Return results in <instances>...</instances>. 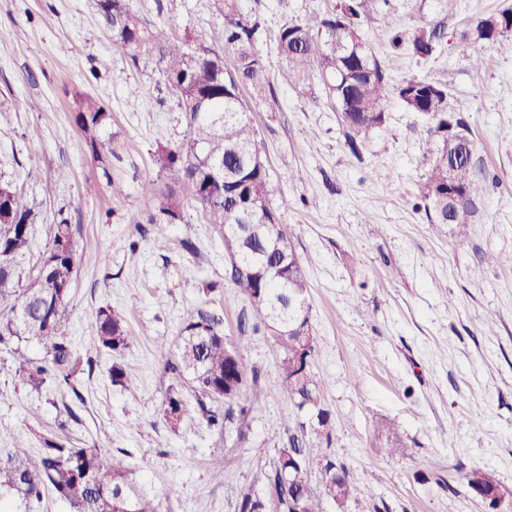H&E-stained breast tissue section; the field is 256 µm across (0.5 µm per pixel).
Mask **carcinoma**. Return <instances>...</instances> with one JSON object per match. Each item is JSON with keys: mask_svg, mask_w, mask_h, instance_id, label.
<instances>
[{"mask_svg": "<svg viewBox=\"0 0 512 512\" xmlns=\"http://www.w3.org/2000/svg\"><path fill=\"white\" fill-rule=\"evenodd\" d=\"M241 0H214L222 18L212 30L210 40L190 46L169 30L154 24L132 8L129 0H97L98 12L112 30L113 47L128 64L138 69L154 65L158 78L154 85L132 91L133 98L153 90L167 91L184 115L187 131L173 146L159 149L155 162L165 175L167 191L160 192L152 181L139 185L140 195L153 203L144 223L158 226L155 243L166 247L163 228L183 220L184 188L189 198L201 206L207 221L218 227L241 226L245 239L225 256L226 271L234 287L248 297L262 293L265 302L252 306L251 322L239 326L240 336H224L223 319L198 308L182 322L180 342L170 353L166 368L191 383L201 395L196 410L213 426H222L233 415L249 381H257L258 371L248 369L240 348L251 334L276 319L288 329L278 337L282 356L278 362L279 381L269 389L272 396L286 394L294 409L303 405L317 411V426L330 427V412L322 401V389L311 369L296 378L294 355L302 347L298 324L310 318L297 315L289 306L290 297L308 298L309 284L302 264L288 262L277 248L276 239L284 235L280 216L274 207L276 189L267 168L251 163L263 155V144L249 116L250 107L241 90L248 87L262 99L272 90L271 74L257 46L260 22L244 12ZM364 0H341L336 11L324 18L314 30L299 22H287L277 35V50L282 61L279 76L303 95L314 75H319L328 94L335 98L352 152L370 129L385 119L389 77L364 37ZM512 33V13L501 9L479 18L459 35L463 50L481 41H495ZM436 28H420L407 35L393 31L392 45L409 54L427 59L441 40ZM233 58L227 68L224 55ZM402 105L417 113L428 124V171L421 188V201L431 224H443L438 208L450 209L453 224H469L473 203L482 190V177L473 163L461 161L453 166L454 178L463 189L462 199L448 206V161L454 150L445 136L453 124L460 140L471 146L469 129L455 118L448 106V92L441 84L408 79L395 88ZM73 117L83 135V148L98 163L112 197L127 195L129 171L134 164L123 165V150L116 135H104L112 115L95 97L80 94L74 99ZM34 211L27 207L17 189L6 183L0 189V302L13 299L8 311H0V346L7 348L16 363L15 372L23 385L35 391L49 383L76 391V376L83 371V358L65 334L68 321L67 297L77 276L73 227L60 217L52 231L50 249L53 265L47 276L37 270L20 287L17 260L30 244V226ZM96 351L112 356L111 378L116 385L132 382L122 361L128 347L125 315L110 307H101L91 324ZM38 340L45 356L40 361L25 357L14 342ZM224 401L225 410L207 407L206 400ZM190 411L182 387H170L163 400V419L177 426ZM305 421H297L298 433L288 438V446L279 450L271 471L266 475L269 495L278 500L281 512H291L290 500L299 495L306 502L305 512H323L322 499L337 504L336 512H352V506L372 495L366 486L347 480L336 489L328 486L327 474L335 468L347 469L343 462L325 457L317 463L322 471L317 482L310 478L312 461L305 440ZM302 463L296 487L280 484V473L289 461ZM51 489L72 512H122L132 504L134 512H158L154 502L143 498L131 485L128 464L99 448H78L55 437H42V448L33 456L27 447L17 444L0 448V496L22 500L40 499L43 489ZM265 497L244 494L238 512H267Z\"/></svg>", "mask_w": 512, "mask_h": 512, "instance_id": "obj_1", "label": "carcinoma"}]
</instances>
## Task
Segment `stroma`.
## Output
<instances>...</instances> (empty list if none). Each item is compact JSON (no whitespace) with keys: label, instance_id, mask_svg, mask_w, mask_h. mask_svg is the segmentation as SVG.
Masks as SVG:
<instances>
[{"label":"stroma","instance_id":"stroma-1","mask_svg":"<svg viewBox=\"0 0 512 512\" xmlns=\"http://www.w3.org/2000/svg\"><path fill=\"white\" fill-rule=\"evenodd\" d=\"M129 2L182 39H207L219 21L213 0ZM337 3L242 0V7L258 17L259 48L275 72L280 26L316 23ZM504 5L366 0V39L391 85L413 77L444 85L451 111L471 131L473 162L485 179L471 223H428L419 199L426 123L397 98L354 152L321 82L304 97L278 80L263 100L242 93L279 188L274 205L310 284L311 371L332 432L309 446L373 489L361 512H492L462 480L473 468L512 487V267L482 259L512 253V34L466 54L456 45L463 29ZM421 27L445 31L431 57L393 48V30ZM0 28L11 33L0 47V183L16 187L37 214L21 275L29 277L46 251L58 214L67 215L78 275L66 332L85 351L98 309L121 311L129 336L123 363L134 379L128 389L112 384L111 356L96 353L75 389L34 392L0 353V423L15 433L0 438V448L17 438L36 452L41 436L55 434L125 458L159 512H237L243 490L266 493L265 475L287 445L281 418L291 401L266 394L282 349L267 328L252 335L242 355L259 379L240 401L244 414L224 427L195 412L178 429L166 424L162 402L175 378L165 351L187 313L203 307L219 315L232 339L251 304L226 279L224 240L199 205L186 203L183 222L165 228L167 250L154 247L152 225L137 223L149 201L135 192L113 200L83 149L72 106L79 93L104 102L139 178L151 181L159 177L157 148L186 132L183 114L163 93L128 107L131 89L155 73L127 66L95 0H0ZM476 56L488 66H473ZM32 168L40 182L26 180ZM396 438L410 456L384 454ZM216 458L224 463L220 482L210 470Z\"/></svg>","mask_w":512,"mask_h":512}]
</instances>
